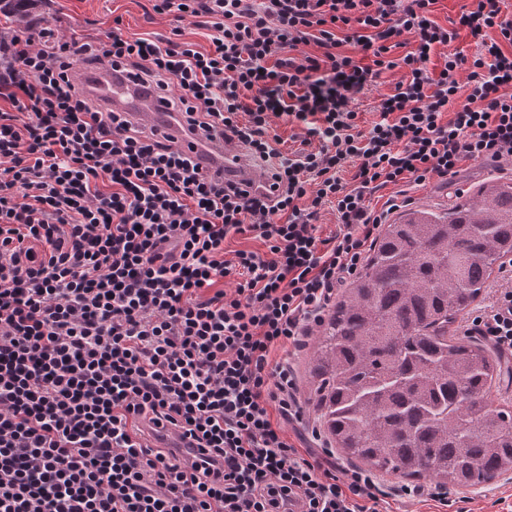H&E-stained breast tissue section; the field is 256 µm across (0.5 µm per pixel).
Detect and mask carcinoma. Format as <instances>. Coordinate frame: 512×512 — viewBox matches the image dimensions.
Instances as JSON below:
<instances>
[{
    "instance_id": "obj_1",
    "label": "carcinoma",
    "mask_w": 512,
    "mask_h": 512,
    "mask_svg": "<svg viewBox=\"0 0 512 512\" xmlns=\"http://www.w3.org/2000/svg\"><path fill=\"white\" fill-rule=\"evenodd\" d=\"M46 0H0L8 28L33 31ZM512 255V179L489 177L444 210L386 225L365 271L322 322L309 401L346 459L407 479L467 487L512 470V415L487 393L498 356L449 335Z\"/></svg>"
}]
</instances>
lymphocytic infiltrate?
I'll return each instance as SVG.
<instances>
[{"mask_svg": "<svg viewBox=\"0 0 512 512\" xmlns=\"http://www.w3.org/2000/svg\"><path fill=\"white\" fill-rule=\"evenodd\" d=\"M435 2L155 0L202 19L209 50L116 29L0 51V512H379L374 476L326 467L273 424L305 411L293 365L271 354L301 350L358 272L389 215L373 194L457 177L465 160L512 163V15L477 0L459 23L479 53L434 77L432 54L457 36L430 19ZM406 33L414 49L390 58ZM75 55L170 88L193 131L262 160L271 192L101 111ZM397 67L407 79L360 130L356 95ZM277 119L304 132L287 155ZM328 203L338 224L322 238ZM247 234L267 253L225 259ZM503 279L462 333L512 357V263ZM162 422L193 456L149 434Z\"/></svg>", "mask_w": 512, "mask_h": 512, "instance_id": "1", "label": "lymphocytic infiltrate"}]
</instances>
